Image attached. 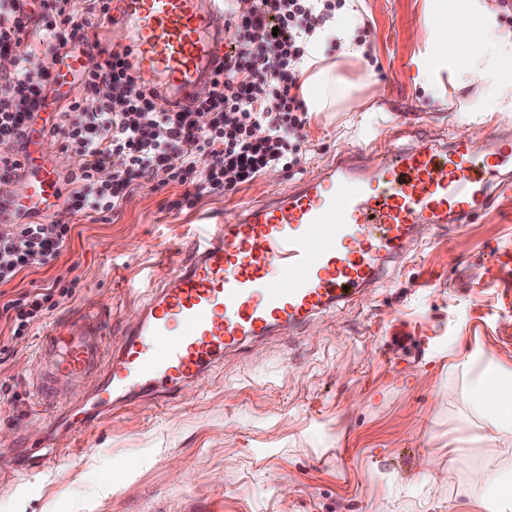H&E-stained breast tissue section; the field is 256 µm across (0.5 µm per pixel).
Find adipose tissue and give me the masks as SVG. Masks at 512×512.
Instances as JSON below:
<instances>
[{
	"mask_svg": "<svg viewBox=\"0 0 512 512\" xmlns=\"http://www.w3.org/2000/svg\"><path fill=\"white\" fill-rule=\"evenodd\" d=\"M456 15L467 26L441 18L440 6L426 8L420 26L426 33L415 82L438 90L441 73H449L453 86H472L480 92L470 104L473 112H512V32L504 30L497 10L488 0H454ZM358 13L356 0H346L340 14L318 28L310 41V53L302 64V93L313 112L333 111L347 91L344 79L329 63L326 51L337 46L339 58L362 60L364 46L355 38L351 20ZM469 380L472 397L470 417L488 440L512 445V367L467 355L458 363ZM485 488L469 493L478 512L496 501L500 512H512V459L489 458L484 465Z\"/></svg>",
	"mask_w": 512,
	"mask_h": 512,
	"instance_id": "adipose-tissue-1",
	"label": "adipose tissue"
}]
</instances>
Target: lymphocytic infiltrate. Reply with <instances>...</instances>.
<instances>
[{
    "instance_id": "1",
    "label": "lymphocytic infiltrate",
    "mask_w": 512,
    "mask_h": 512,
    "mask_svg": "<svg viewBox=\"0 0 512 512\" xmlns=\"http://www.w3.org/2000/svg\"><path fill=\"white\" fill-rule=\"evenodd\" d=\"M111 3L40 0L38 38L24 0H0V52L23 44L52 61L34 73L19 56L12 71L0 73V139L24 146L56 81L52 68L65 62L64 48L86 56L80 89L50 129L74 160L64 177L66 211L77 217L111 212L140 180L154 179L163 187H183L169 202L170 210L180 212L203 195L234 190L266 170L299 165L308 122L300 83L307 39L341 0H224L234 53L210 91L188 109L160 105L157 89L134 78L124 54L101 46L98 35ZM198 112L212 113L208 126H197ZM258 127L263 137L255 136ZM116 155L122 167L111 180L99 179ZM70 230L67 224L1 225L0 286L33 266L51 265L66 249ZM75 288L59 277L41 291L16 294L0 301V320L12 335H24Z\"/></svg>"
}]
</instances>
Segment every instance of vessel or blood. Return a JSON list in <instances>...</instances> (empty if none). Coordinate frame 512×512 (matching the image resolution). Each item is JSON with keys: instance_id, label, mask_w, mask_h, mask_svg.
I'll list each match as a JSON object with an SVG mask.
<instances>
[{"instance_id": "b4317fda", "label": "vessel or blood", "mask_w": 512, "mask_h": 512, "mask_svg": "<svg viewBox=\"0 0 512 512\" xmlns=\"http://www.w3.org/2000/svg\"><path fill=\"white\" fill-rule=\"evenodd\" d=\"M218 12L214 0H112L104 35L128 49L133 75L158 86L162 105H187L224 64L228 31L215 27ZM406 132L367 136L356 151L373 165L336 158L289 191L209 221L188 257L148 288L118 342L101 310L80 317L78 336L68 321L55 323L41 343L55 358L35 363L37 404L69 418L66 388L82 381L105 411L143 394L163 404L225 352L300 327L378 284L410 239L489 212L512 175L511 132L482 152L459 139L398 145ZM14 179L0 225L15 213L51 219L45 203L63 186L42 134H32Z\"/></svg>"}]
</instances>
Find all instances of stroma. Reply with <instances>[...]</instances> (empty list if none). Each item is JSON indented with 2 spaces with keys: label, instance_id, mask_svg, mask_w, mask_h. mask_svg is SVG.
<instances>
[{
  "label": "stroma",
  "instance_id": "stroma-1",
  "mask_svg": "<svg viewBox=\"0 0 512 512\" xmlns=\"http://www.w3.org/2000/svg\"><path fill=\"white\" fill-rule=\"evenodd\" d=\"M368 55L339 68L346 111L313 112L303 176L361 143L369 112L412 126L405 143L447 142L470 126L465 88L434 100L413 81L425 41L426 0H362ZM288 171L260 174L229 194L169 210L178 186L141 181L107 216L73 225L53 265L32 267L7 294L57 277L74 295L12 336L0 322V512H472L466 488L483 462L512 458L469 418L454 354L479 350L512 365V187L459 231L408 244L385 281L303 329L250 342L163 406L136 401L85 432L34 412L27 381L44 331L88 309L111 312L120 333L148 283L188 253L204 217L294 186ZM53 438L62 454L23 466L26 449Z\"/></svg>",
  "mask_w": 512,
  "mask_h": 512
}]
</instances>
